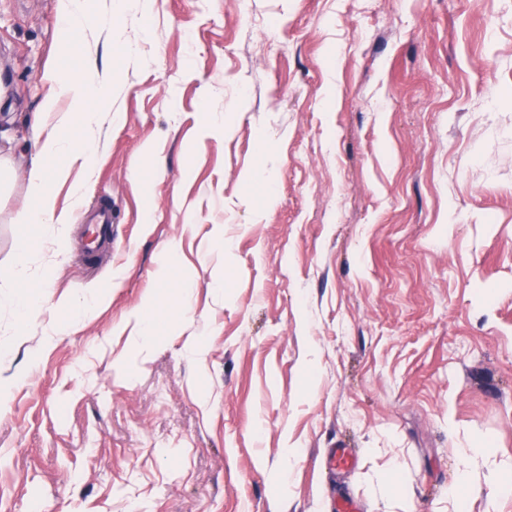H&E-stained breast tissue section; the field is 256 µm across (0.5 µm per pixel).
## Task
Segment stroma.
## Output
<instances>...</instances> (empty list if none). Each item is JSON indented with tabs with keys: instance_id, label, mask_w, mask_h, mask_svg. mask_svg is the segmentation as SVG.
Segmentation results:
<instances>
[{
	"instance_id": "35a3bbf8",
	"label": "stroma",
	"mask_w": 512,
	"mask_h": 512,
	"mask_svg": "<svg viewBox=\"0 0 512 512\" xmlns=\"http://www.w3.org/2000/svg\"><path fill=\"white\" fill-rule=\"evenodd\" d=\"M95 7L120 86L85 204H111L112 252L72 215L53 265L11 282L39 308L0 307V512H448L454 486L512 512V0ZM59 10L0 0V268L23 234L47 245L14 217L57 165L31 122L45 75L86 63ZM477 439L490 454L462 459Z\"/></svg>"
}]
</instances>
